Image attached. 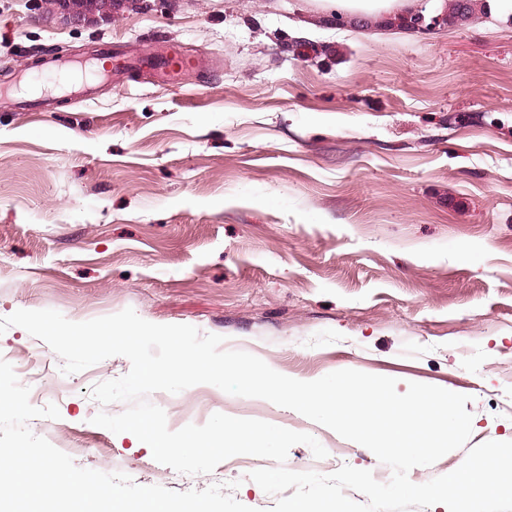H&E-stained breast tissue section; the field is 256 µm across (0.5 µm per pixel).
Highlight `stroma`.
I'll list each match as a JSON object with an SVG mask.
<instances>
[{
  "mask_svg": "<svg viewBox=\"0 0 512 512\" xmlns=\"http://www.w3.org/2000/svg\"><path fill=\"white\" fill-rule=\"evenodd\" d=\"M40 0H0V317L52 309L83 322L133 309L155 324L223 336L288 377L353 369L468 395V446L512 441V24L479 19L428 36L339 29L316 0H113L83 25ZM170 51L176 82L146 67L96 84L50 82L57 55ZM16 362L62 359L13 326ZM131 364L107 358L47 388L60 416L29 429L77 466L174 491L235 483L269 512L236 455L212 473L158 463L133 434L92 424L123 402L89 391ZM170 430L212 414L313 435L285 466L347 464L381 483L366 447L260 398L199 384L155 392Z\"/></svg>",
  "mask_w": 512,
  "mask_h": 512,
  "instance_id": "1",
  "label": "stroma"
}]
</instances>
